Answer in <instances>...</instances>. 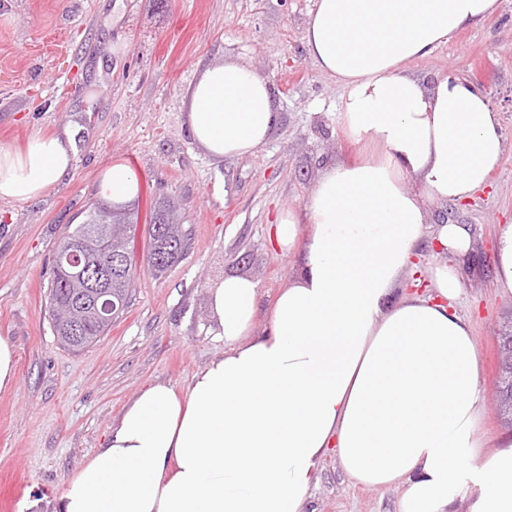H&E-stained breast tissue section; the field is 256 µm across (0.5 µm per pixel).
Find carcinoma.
I'll list each match as a JSON object with an SVG mask.
<instances>
[{"mask_svg": "<svg viewBox=\"0 0 512 512\" xmlns=\"http://www.w3.org/2000/svg\"><path fill=\"white\" fill-rule=\"evenodd\" d=\"M132 215L134 211L127 205L96 202L88 209L85 220L75 225L65 238L83 242L95 232L97 225L110 224L115 228L112 233V246L126 249L130 224L133 223ZM149 237L148 266L154 274L161 275L179 260L187 246V234L182 225L176 222L175 209L171 204L162 202L155 206ZM132 276L133 265L130 260L120 270L112 273V299L117 301V306L110 319L102 320L93 311L91 297L81 278L73 274L72 268L66 262H58L54 266L48 296L52 326L58 341L75 351L96 343L109 330L112 320L125 310ZM70 306L79 312L78 336L68 335L58 321L57 311ZM511 347L512 330L501 337L502 381L496 399L498 411L512 416V357L508 356V349Z\"/></svg>", "mask_w": 512, "mask_h": 512, "instance_id": "1", "label": "carcinoma"}]
</instances>
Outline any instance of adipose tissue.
Masks as SVG:
<instances>
[{"mask_svg":"<svg viewBox=\"0 0 512 512\" xmlns=\"http://www.w3.org/2000/svg\"><path fill=\"white\" fill-rule=\"evenodd\" d=\"M499 0H316L309 58L342 87L344 135L375 155L324 170L304 214L274 226L303 269L261 334L255 281L224 277L211 308L224 352L187 387L154 382L125 407L102 448L66 483L61 512H306L328 453L356 485H398V512H512V446L485 450L482 364L453 304L464 224L437 229L454 263L434 295L403 275L426 235V203L466 200L505 151L487 95L455 73L426 86L407 69ZM187 131L218 162L254 155L280 125L270 85L247 64H204L186 93ZM78 132L0 147V199L44 196L72 169ZM138 179L108 168L102 198L129 202Z\"/></svg>","mask_w":512,"mask_h":512,"instance_id":"obj_1","label":"adipose tissue"}]
</instances>
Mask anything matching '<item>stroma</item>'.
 Here are the masks:
<instances>
[{"instance_id":"obj_1","label":"stroma","mask_w":512,"mask_h":512,"mask_svg":"<svg viewBox=\"0 0 512 512\" xmlns=\"http://www.w3.org/2000/svg\"><path fill=\"white\" fill-rule=\"evenodd\" d=\"M315 0H0V146L80 126L69 174L30 202L0 199V337L16 377L0 390V512H58L68 479L101 448L125 405L156 381L176 386L224 351L210 289L227 275L252 278L261 315L302 267L273 229L303 211L323 169L367 147L340 129L342 90L307 56L303 27ZM241 59L270 83L281 124L251 156L224 163L187 133L185 98L204 61ZM411 70L434 83L456 71L498 112L505 151L471 199L427 201V226L467 224L473 252L460 263L463 295L482 360L481 430L512 443L495 408L499 341L512 328V294L495 280V241L512 224V0L482 26L458 33ZM139 178L130 244L128 306L79 352L53 334L48 294L55 249L82 222L106 169ZM174 203L189 232L182 257L160 277L146 265L150 211ZM397 487L363 489L328 455L310 491L311 512H396Z\"/></svg>"}]
</instances>
